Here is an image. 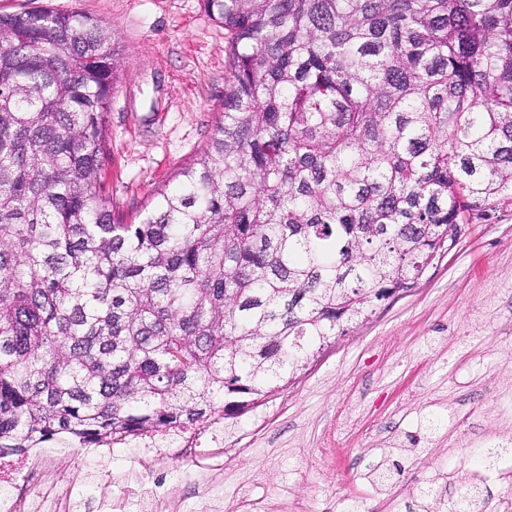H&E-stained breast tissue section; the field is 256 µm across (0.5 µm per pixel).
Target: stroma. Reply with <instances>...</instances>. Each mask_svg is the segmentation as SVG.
Instances as JSON below:
<instances>
[{"label": "stroma", "mask_w": 512, "mask_h": 512, "mask_svg": "<svg viewBox=\"0 0 512 512\" xmlns=\"http://www.w3.org/2000/svg\"><path fill=\"white\" fill-rule=\"evenodd\" d=\"M49 6L99 19L119 52L107 114L101 193L136 224L159 192L206 149L223 118L224 29L203 0H0L6 13ZM512 439V207L470 224L458 247L410 292L317 353L296 379L224 420L222 472L198 497L189 449L152 484L161 512H424L412 477L436 481L448 512L481 449ZM134 440L107 458L69 448L60 476L85 473L78 499L111 497L138 512L123 474L144 456ZM396 460L401 474L371 478Z\"/></svg>", "instance_id": "35a3bbf8"}]
</instances>
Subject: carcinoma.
I'll return each instance as SVG.
<instances>
[{"label":"carcinoma","mask_w":512,"mask_h":512,"mask_svg":"<svg viewBox=\"0 0 512 512\" xmlns=\"http://www.w3.org/2000/svg\"><path fill=\"white\" fill-rule=\"evenodd\" d=\"M204 7L224 119L138 224L101 195L111 33L0 13V448L240 413L512 206V0Z\"/></svg>","instance_id":"cac0c4a2"}]
</instances>
